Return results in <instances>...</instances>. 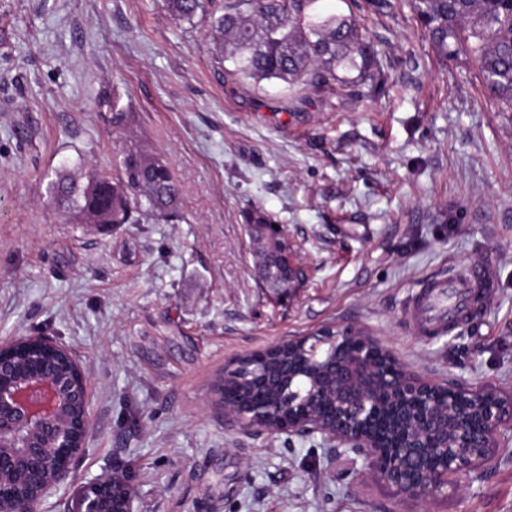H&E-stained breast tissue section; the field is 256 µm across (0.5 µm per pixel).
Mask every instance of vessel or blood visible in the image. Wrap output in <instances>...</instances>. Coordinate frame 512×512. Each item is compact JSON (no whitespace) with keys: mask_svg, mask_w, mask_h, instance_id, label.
Here are the masks:
<instances>
[{"mask_svg":"<svg viewBox=\"0 0 512 512\" xmlns=\"http://www.w3.org/2000/svg\"><path fill=\"white\" fill-rule=\"evenodd\" d=\"M493 278L487 266H473L466 274L446 280H428L411 301L407 315L415 331L423 336L443 333L463 321L475 299L483 297Z\"/></svg>","mask_w":512,"mask_h":512,"instance_id":"obj_1","label":"vessel or blood"}]
</instances>
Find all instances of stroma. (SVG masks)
I'll list each match as a JSON object with an SVG mask.
<instances>
[{
    "label": "stroma",
    "instance_id": "stroma-1",
    "mask_svg": "<svg viewBox=\"0 0 512 512\" xmlns=\"http://www.w3.org/2000/svg\"><path fill=\"white\" fill-rule=\"evenodd\" d=\"M353 14L384 70L369 85L252 84L212 50L208 18L162 0H0V340L42 334L89 378L91 428L44 512L133 477L134 512H512V424L447 498L401 501L320 433L226 417L234 358L336 325L366 331L440 385L512 394V107L476 62L439 61L410 8ZM170 165L179 222L102 235L66 223L46 186L114 174L112 96ZM283 225L302 285L256 273L245 208ZM493 269L494 294L439 336L406 307L424 281ZM166 10L174 19L192 23L194 19L206 12V0H164Z\"/></svg>",
    "mask_w": 512,
    "mask_h": 512
}]
</instances>
